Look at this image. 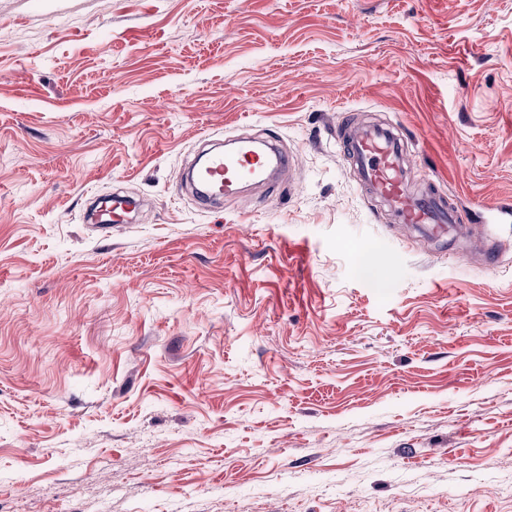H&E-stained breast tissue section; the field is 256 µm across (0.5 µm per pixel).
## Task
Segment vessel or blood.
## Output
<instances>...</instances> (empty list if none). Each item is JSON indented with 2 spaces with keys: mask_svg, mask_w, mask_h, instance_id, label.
<instances>
[{
  "mask_svg": "<svg viewBox=\"0 0 512 512\" xmlns=\"http://www.w3.org/2000/svg\"><path fill=\"white\" fill-rule=\"evenodd\" d=\"M333 137L342 156L355 161L362 187L381 198L399 224L418 227L442 241L460 238L468 231V221L454 203L429 190L420 194L409 191L411 171L401 155L400 136L392 128L363 126L354 114L347 113L338 122ZM292 165V157L269 140L257 147L213 151L198 173L199 181L208 186L201 199L218 200L265 171L280 176L290 171Z\"/></svg>",
  "mask_w": 512,
  "mask_h": 512,
  "instance_id": "obj_1",
  "label": "vessel or blood"
}]
</instances>
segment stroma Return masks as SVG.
Masks as SVG:
<instances>
[{"label":"stroma","instance_id":"obj_1","mask_svg":"<svg viewBox=\"0 0 512 512\" xmlns=\"http://www.w3.org/2000/svg\"><path fill=\"white\" fill-rule=\"evenodd\" d=\"M349 111L457 246L360 188ZM244 132L292 178L200 208ZM508 198L512 0H0V512H512Z\"/></svg>","mask_w":512,"mask_h":512}]
</instances>
